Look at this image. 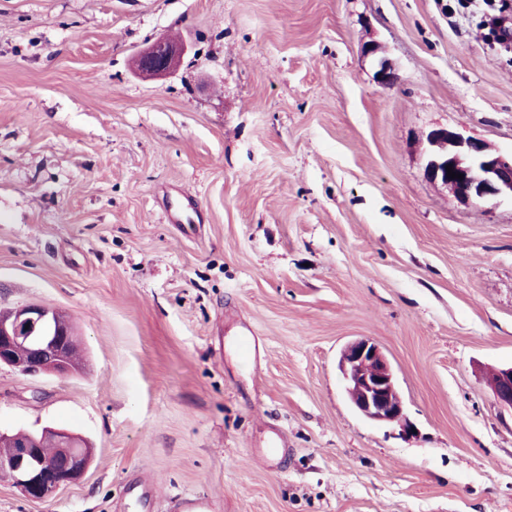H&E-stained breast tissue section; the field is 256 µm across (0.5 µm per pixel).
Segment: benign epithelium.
Returning <instances> with one entry per match:
<instances>
[{
  "label": "benign epithelium",
  "instance_id": "1",
  "mask_svg": "<svg viewBox=\"0 0 512 512\" xmlns=\"http://www.w3.org/2000/svg\"><path fill=\"white\" fill-rule=\"evenodd\" d=\"M183 52V44L163 37L139 53L138 71L148 76L166 74L177 67ZM426 142L424 176L447 188L460 202L475 205L512 197V154L495 152L482 140L445 128L429 132ZM449 164L461 177L447 176ZM76 342L72 324L58 318L45 305L0 311L1 365L17 366L30 374L71 375L80 371L71 353ZM21 349L27 352L22 363L16 357ZM338 366L349 400L359 414L377 423L396 424L407 436L415 435L397 392L394 367L374 341L359 338L347 343ZM487 384L498 403L512 409V367L492 371ZM63 442L57 456L49 461L41 458V450L34 442L18 443L10 455L0 457V477L9 479L32 500L49 498L58 489L76 482L91 461V449L76 447L69 435Z\"/></svg>",
  "mask_w": 512,
  "mask_h": 512
}]
</instances>
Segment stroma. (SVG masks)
Listing matches in <instances>:
<instances>
[{"instance_id": "35a3bbf8", "label": "stroma", "mask_w": 512, "mask_h": 512, "mask_svg": "<svg viewBox=\"0 0 512 512\" xmlns=\"http://www.w3.org/2000/svg\"><path fill=\"white\" fill-rule=\"evenodd\" d=\"M451 2L0 0V310L65 313L85 351L0 365V433L93 450L43 501L0 477V512H512L484 379L512 366V199L460 204L422 154L440 127L512 152V41ZM160 37L187 52L143 76ZM361 337L415 437L350 405Z\"/></svg>"}]
</instances>
